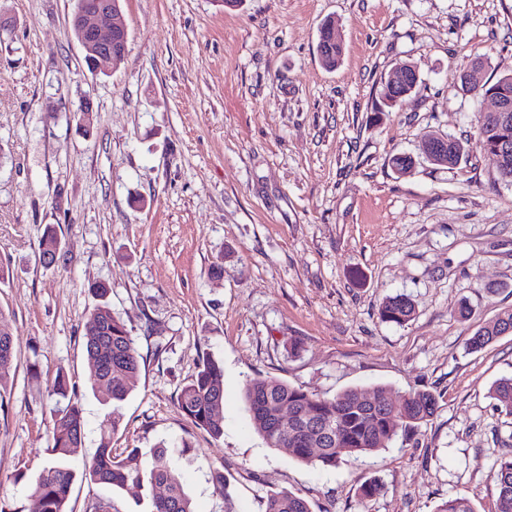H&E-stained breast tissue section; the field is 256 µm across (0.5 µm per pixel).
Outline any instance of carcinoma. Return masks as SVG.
I'll use <instances>...</instances> for the list:
<instances>
[{
	"label": "carcinoma",
	"mask_w": 512,
	"mask_h": 512,
	"mask_svg": "<svg viewBox=\"0 0 512 512\" xmlns=\"http://www.w3.org/2000/svg\"><path fill=\"white\" fill-rule=\"evenodd\" d=\"M316 51L324 67L336 68L343 43L335 21L329 20L320 26ZM474 95L483 100L506 98L512 101V67H505L495 83L482 86ZM477 123L476 148L484 152L503 138L512 145V124L503 128L499 113L480 112ZM468 151V143L450 137L448 147L431 163L451 168ZM89 290L99 302L88 315L91 327L85 333L86 357L103 399L116 404L136 388L140 356L125 323L112 313L105 301L107 286L92 283ZM414 314L411 300L402 295L386 298L380 309L384 321L398 325L411 321ZM505 333L512 335L511 311L504 312L493 323L478 327L470 338V348L478 351ZM15 359L13 338L5 330L4 317L0 315V401L15 372ZM72 391L68 373L59 371L50 388V396L56 398V402L51 424L52 445L47 449L49 459L30 486L36 512H68L71 489L79 479L117 488L147 482L153 488L165 490L161 496H152L150 512H195L179 473L161 450L147 463L139 449L116 454L110 442L105 441L81 472L71 468L69 460L79 454L83 438L82 409L71 397ZM490 396L500 410L512 415V376L495 381ZM244 398L253 427L267 447L283 449L293 459L319 466H333L344 457L374 454L400 436L411 438L434 415L438 403L433 392L413 389L400 397L397 411L388 389L383 386H376L367 393L357 388L347 389L325 398L263 375L246 383ZM223 404V369L206 356L194 379L182 388L178 408L198 428L218 438L224 431ZM281 406L300 414L301 422L297 427L285 429L279 425L276 412ZM495 482L497 512H512V456L500 463ZM262 512H311V508L301 495L282 490L266 497ZM435 512H474V509L467 498L455 497L443 501Z\"/></svg>",
	"instance_id": "cac0c4a2"
}]
</instances>
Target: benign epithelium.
Here are the masks:
<instances>
[{"label": "benign epithelium", "mask_w": 512, "mask_h": 512, "mask_svg": "<svg viewBox=\"0 0 512 512\" xmlns=\"http://www.w3.org/2000/svg\"><path fill=\"white\" fill-rule=\"evenodd\" d=\"M70 24L90 66L126 53L128 30L118 0H77ZM417 75L416 66L407 64L389 79L387 88L394 91Z\"/></svg>", "instance_id": "7a95c632"}]
</instances>
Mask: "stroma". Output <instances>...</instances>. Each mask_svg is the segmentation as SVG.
<instances>
[{
	"label": "stroma",
	"mask_w": 512,
	"mask_h": 512,
	"mask_svg": "<svg viewBox=\"0 0 512 512\" xmlns=\"http://www.w3.org/2000/svg\"><path fill=\"white\" fill-rule=\"evenodd\" d=\"M120 5L124 60L93 72L69 23L76 0H0L15 20L0 30V312L16 352L0 398V507L34 512L61 368L83 409V458L106 440L117 454L165 447L196 512H262L279 490L312 512H435L460 496L496 512L512 416L489 388L512 375V335L478 352L468 340L512 311V185L479 149L447 168L419 145L427 133L475 141L480 104L462 83L512 66V0ZM329 19L344 43L332 70L315 51ZM407 62L415 92L378 111ZM399 153L415 155L411 173L393 168ZM49 225L61 246L47 268ZM93 281L109 285L141 355L115 406L83 348ZM396 294L416 311L402 326L379 317ZM206 354L224 369L218 438L177 405ZM259 373L326 398L418 387L438 408L410 444L315 466L254 431L244 385ZM373 478L380 493L360 499ZM151 496L85 481L68 507L149 512Z\"/></svg>",
	"instance_id": "1"
}]
</instances>
